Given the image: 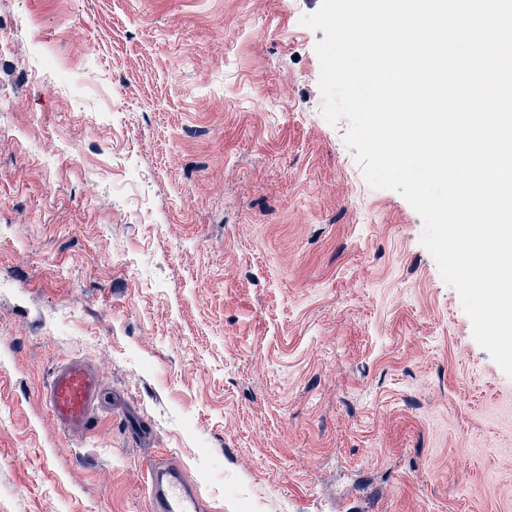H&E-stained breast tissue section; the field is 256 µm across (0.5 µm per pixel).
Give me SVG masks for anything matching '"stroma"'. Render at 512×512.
<instances>
[{"instance_id": "obj_1", "label": "stroma", "mask_w": 512, "mask_h": 512, "mask_svg": "<svg viewBox=\"0 0 512 512\" xmlns=\"http://www.w3.org/2000/svg\"><path fill=\"white\" fill-rule=\"evenodd\" d=\"M320 5L0 0V512H148L150 455L205 512H512V377L322 117ZM53 420L70 437L89 434L106 407L102 379L84 360L57 364L41 389Z\"/></svg>"}]
</instances>
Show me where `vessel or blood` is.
I'll return each mask as SVG.
<instances>
[{"mask_svg": "<svg viewBox=\"0 0 512 512\" xmlns=\"http://www.w3.org/2000/svg\"><path fill=\"white\" fill-rule=\"evenodd\" d=\"M41 397L57 425L74 438L93 430L106 404L102 379L79 358L54 367ZM144 470L150 484L149 512H203L196 482L174 460L148 458Z\"/></svg>", "mask_w": 512, "mask_h": 512, "instance_id": "b4317fda", "label": "vessel or blood"}]
</instances>
